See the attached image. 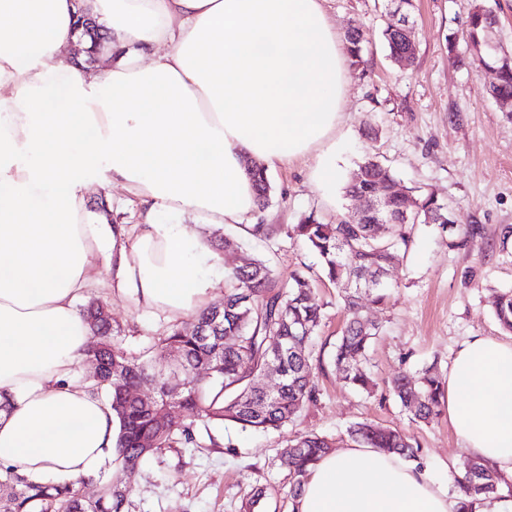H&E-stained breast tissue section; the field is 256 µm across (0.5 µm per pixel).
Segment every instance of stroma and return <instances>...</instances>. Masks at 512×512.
Here are the masks:
<instances>
[{
  "instance_id": "stroma-1",
  "label": "stroma",
  "mask_w": 512,
  "mask_h": 512,
  "mask_svg": "<svg viewBox=\"0 0 512 512\" xmlns=\"http://www.w3.org/2000/svg\"><path fill=\"white\" fill-rule=\"evenodd\" d=\"M474 3L416 0V53L402 67L387 58L382 42L384 0H327L338 33L356 26L366 35L364 65L349 72L344 115L334 136L339 172L329 197L311 182L317 163L312 153L268 172L270 203L255 218L276 228L274 238L232 225L215 230L193 216L181 219L188 232L212 244L232 237L240 254L268 258L286 274L318 264L314 254L289 238L291 225L309 213L326 224L356 217L359 206L345 197L343 184L366 157L390 164L405 185L447 201L456 212L454 233L434 224L416 225L403 262L390 272L393 289L386 305L365 307L382 326L368 351V365L380 384L404 372H421L433 362L447 372L471 337H506L493 301L497 292L512 288V120L504 116L505 105L488 93L492 74L463 62L467 48L461 36ZM452 35L459 38L453 48L448 45ZM370 126L377 128L376 138L365 137ZM341 294L335 285L316 284L323 320L315 348L326 357L345 319ZM91 300L109 306L116 341L132 355L143 354L172 323L131 297L113 295L106 285L77 304ZM316 380L318 405L303 409L282 431L214 425V446L171 448L144 462L130 512H240L242 500L257 485L267 488L264 512H291V478L277 462L278 451L300 434L324 435L336 447H346L347 428L363 421L413 436L423 464L446 483L450 495H458L446 465L454 463L461 473L467 458L447 413L418 425L392 397L353 390L333 368L317 373Z\"/></svg>"
}]
</instances>
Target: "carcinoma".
Wrapping results in <instances>:
<instances>
[{"mask_svg": "<svg viewBox=\"0 0 512 512\" xmlns=\"http://www.w3.org/2000/svg\"><path fill=\"white\" fill-rule=\"evenodd\" d=\"M388 21L382 31L391 61L415 54V42L402 30L414 25L415 0H390ZM499 23L486 0L475 3L463 34L473 64L496 74L494 95L512 99V49L489 46ZM364 34L346 33L351 66L363 64ZM250 175L258 209L270 200L267 170L252 165ZM344 195L362 203L363 224L336 219L323 224L314 213L289 228L290 237L315 252L321 273L332 283L349 285L341 297L346 320L331 354V363L348 384L367 393L376 386L367 366V350L380 324L362 313L361 295L383 306L393 285L386 277L406 255L414 224H436L441 229L456 223L453 209L434 193L419 194L402 185L386 163L367 157L344 185ZM494 314L503 331L512 333V290L499 292ZM86 317L100 334L99 345L88 358L100 365L99 377L88 378L92 391L106 390L118 422L115 441L117 475L111 480L82 477L34 482L12 468H0V512H127L131 507L134 478L142 464L167 448H204L202 431L213 424L231 423L243 431L269 432L286 426L305 407L314 405L319 392L313 371V338L322 320L311 279L300 271L284 276L269 261L244 257L225 270L224 301L194 316L190 327L178 324L141 356L125 354L112 341V318L106 307L91 303ZM281 373L277 391L259 387L269 364ZM181 376L176 394L168 389L167 369ZM154 382L152 396L141 399L135 386ZM444 385L438 370L403 374L388 391L400 402L413 423L429 424L439 414ZM353 446H368L419 461V448L397 429L362 422L349 429ZM333 448L327 437L308 434L288 441L280 452L281 465L293 478L290 492L297 499L308 468ZM461 512H475L500 498L509 485L495 468L479 458L470 460L458 481ZM266 491L253 488L244 512L265 506Z\"/></svg>", "mask_w": 512, "mask_h": 512, "instance_id": "carcinoma-1", "label": "carcinoma"}]
</instances>
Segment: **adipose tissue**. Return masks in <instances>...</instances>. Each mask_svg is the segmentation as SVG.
<instances>
[{
	"mask_svg": "<svg viewBox=\"0 0 512 512\" xmlns=\"http://www.w3.org/2000/svg\"><path fill=\"white\" fill-rule=\"evenodd\" d=\"M325 0H0V465L31 480L115 465L104 395L74 384L92 334L78 298L113 294L182 318L211 305L218 260L177 219L255 212L246 166L319 151L344 106L348 54ZM86 10L108 38L95 73L62 60ZM140 209L87 207L101 169ZM444 408L467 455L512 478V341L462 343ZM428 469L349 447L309 471L296 512H458Z\"/></svg>",
	"mask_w": 512,
	"mask_h": 512,
	"instance_id": "obj_1",
	"label": "adipose tissue"
}]
</instances>
